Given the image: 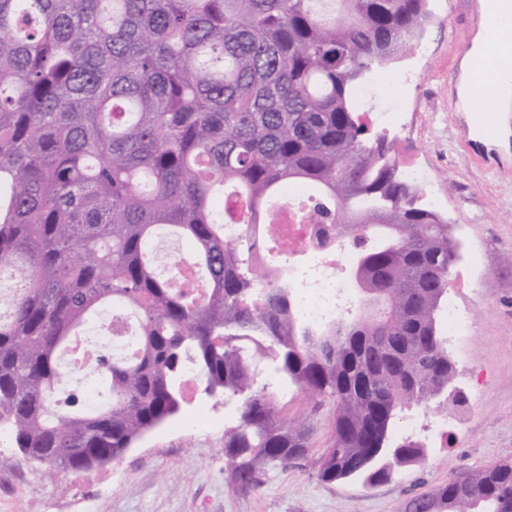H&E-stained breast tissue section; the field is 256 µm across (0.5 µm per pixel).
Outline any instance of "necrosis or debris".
<instances>
[{
	"label": "necrosis or debris",
	"mask_w": 512,
	"mask_h": 512,
	"mask_svg": "<svg viewBox=\"0 0 512 512\" xmlns=\"http://www.w3.org/2000/svg\"><path fill=\"white\" fill-rule=\"evenodd\" d=\"M309 190L289 185L285 200L270 223L260 225L255 259H269L267 243H287L286 267L297 289L295 307L298 316L311 324L345 318L357 297L352 269L359 247L352 233L336 224H319L309 217H298L307 205Z\"/></svg>",
	"instance_id": "1"
}]
</instances>
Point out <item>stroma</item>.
Instances as JSON below:
<instances>
[{"mask_svg":"<svg viewBox=\"0 0 512 512\" xmlns=\"http://www.w3.org/2000/svg\"><path fill=\"white\" fill-rule=\"evenodd\" d=\"M480 3L428 0L421 38L389 68L403 99L399 160L433 173L459 246L448 291L470 333L449 342L448 357L466 398L465 426L449 425L422 463L382 482L324 483L308 467H270L255 489L240 493L225 482L224 430L236 418L200 395L122 459L52 479L1 434L0 512H401L451 477L512 460V141L464 140L468 115L452 86L479 28ZM472 252L481 264L470 272Z\"/></svg>","mask_w":512,"mask_h":512,"instance_id":"1","label":"stroma"}]
</instances>
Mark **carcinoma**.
<instances>
[{"label":"carcinoma","mask_w":512,"mask_h":512,"mask_svg":"<svg viewBox=\"0 0 512 512\" xmlns=\"http://www.w3.org/2000/svg\"><path fill=\"white\" fill-rule=\"evenodd\" d=\"M429 18L427 0H0V424L45 475L118 460L175 418L188 367L236 407L233 489L309 462L322 482L383 481L424 456L389 429L452 380L436 313L457 251L353 97ZM290 183L314 188L311 217L367 241L356 276L384 313L343 323L335 347L309 342L321 328L295 314L279 260L254 261V225ZM164 239L188 247L203 298L161 268ZM106 310L135 326L125 352L91 341L73 365ZM464 477L411 502L512 512V461ZM331 435L330 407L326 406L319 415L315 416V430L312 443L316 454L325 448Z\"/></svg>","instance_id":"obj_1"}]
</instances>
